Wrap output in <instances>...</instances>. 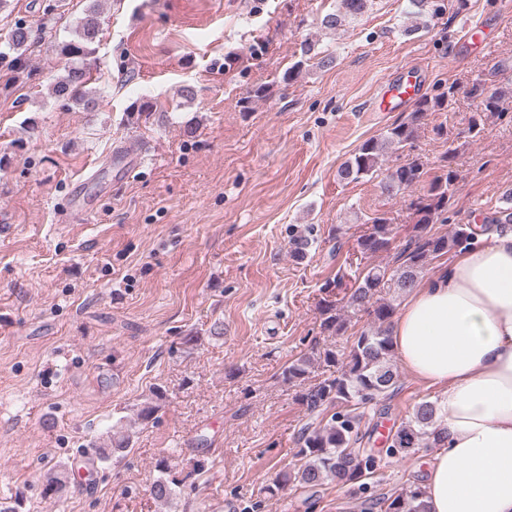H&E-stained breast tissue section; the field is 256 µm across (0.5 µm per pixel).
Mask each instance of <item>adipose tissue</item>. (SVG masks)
Returning a JSON list of instances; mask_svg holds the SVG:
<instances>
[{"label": "adipose tissue", "mask_w": 512, "mask_h": 512, "mask_svg": "<svg viewBox=\"0 0 512 512\" xmlns=\"http://www.w3.org/2000/svg\"><path fill=\"white\" fill-rule=\"evenodd\" d=\"M391 336L406 370L442 394L430 512H512V233L484 234L421 280Z\"/></svg>", "instance_id": "adipose-tissue-1"}]
</instances>
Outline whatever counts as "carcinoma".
<instances>
[{"mask_svg": "<svg viewBox=\"0 0 512 512\" xmlns=\"http://www.w3.org/2000/svg\"><path fill=\"white\" fill-rule=\"evenodd\" d=\"M369 0H337L336 12L324 17L322 24L336 29L352 18L365 12ZM102 34L101 0H89L81 17L75 23L73 37L54 44L53 53L63 64V71L51 85V95L63 105H78L86 112L95 111L100 105V96L89 88L91 72L96 64V45ZM32 26L16 22L8 31L4 48L0 49V62L8 66L17 77L32 81L38 73L28 64L27 52L33 44ZM455 95V85L435 95H425L416 104L409 120L394 123L379 138L364 141L354 155L339 169L340 179L353 182L373 176L380 169L383 152L413 150L420 120L429 112L448 108V101ZM470 95L479 99L477 117L472 120L470 132L478 136L485 113L499 111L503 91L489 89L475 83ZM455 150L443 156L440 173L434 175L426 192L411 199L409 208L414 211L416 222L413 234L406 240L397 260L396 273L379 265L365 266L354 278L349 288V307L371 317V323L363 328L352 343L346 360L338 362L336 352L325 350L323 361L331 368L322 382L302 395L307 410L318 414L326 404L336 405L340 410L333 413L326 423L312 431H306L299 440L297 468L284 471L276 479V486L295 484L302 487L321 486L330 482L338 487L355 486L371 477L376 468V458L366 448L358 447L362 442L359 425L363 414L358 409L381 397L392 394L399 388V372L393 364L394 348L390 336V324L396 306L390 300L379 298L380 290L392 288L399 293L412 291L425 267L452 250H465L480 231L493 229L499 233L512 232V187L506 189L502 198L507 206L491 214L480 225L457 224L451 233L440 235L433 231L437 221H446L448 202L454 195L458 173L451 166ZM426 175L423 161L417 155L406 163L388 170L380 181L381 193L396 196L419 183ZM368 231L358 238L359 252L376 255L390 249L393 238V222L387 213L370 218ZM320 327L336 336L347 329L346 319L335 302L326 300L321 306ZM312 364L309 356H301L285 369L288 379L301 378ZM163 398L159 389L140 404L137 417L145 422L158 411V401ZM438 407L433 401L419 403L412 419L396 431L387 453H409L421 447L442 448L447 435L438 428ZM132 451L131 435L123 420H118L106 433L103 445L96 449V459L101 462L117 460ZM177 467L173 458H162L156 463L160 476L152 486L155 500L170 503L180 495V481L172 476ZM68 485V471L57 467L46 474L43 492L48 497L61 498ZM374 507L379 512H430L425 491L413 485L400 493L375 499Z\"/></svg>", "mask_w": 512, "mask_h": 512, "instance_id": "cac0c4a2", "label": "carcinoma"}]
</instances>
